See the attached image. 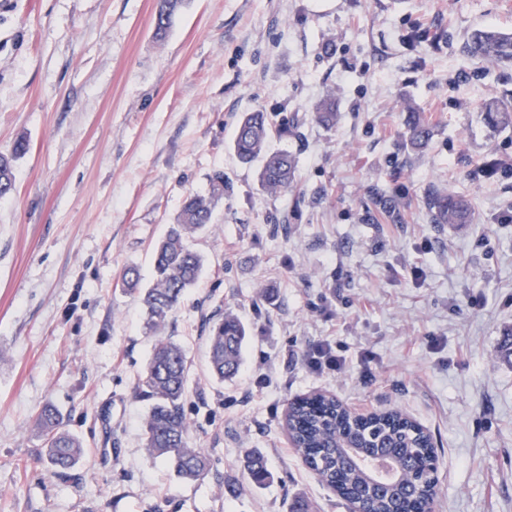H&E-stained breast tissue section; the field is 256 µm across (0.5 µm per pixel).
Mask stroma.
Wrapping results in <instances>:
<instances>
[{
    "label": "stroma",
    "mask_w": 512,
    "mask_h": 512,
    "mask_svg": "<svg viewBox=\"0 0 512 512\" xmlns=\"http://www.w3.org/2000/svg\"><path fill=\"white\" fill-rule=\"evenodd\" d=\"M158 4L0 0V154L28 143L0 198V512H289L297 497L349 512L284 430L289 401L317 391L431 432L434 512H512V366L496 357L512 330V127L483 119L512 97V68L460 51L473 29L512 32V7L183 0L160 42ZM327 96L330 127L314 117ZM409 104L433 131L420 151ZM255 110L281 129L271 148L297 157L277 196L232 150ZM217 168L234 190L190 241L205 270L165 330L188 357L190 439L214 462L184 483L144 446L153 339L121 279L135 266L150 280L156 242ZM432 189L469 200L473 223H433ZM218 310L249 331L224 382L207 363ZM328 336L346 364L310 372ZM48 404L84 446L63 476L42 460ZM250 451L271 473L260 488ZM244 471L250 483L255 487L265 485L270 478V472L263 457L256 454L247 455L244 461Z\"/></svg>",
    "instance_id": "stroma-1"
}]
</instances>
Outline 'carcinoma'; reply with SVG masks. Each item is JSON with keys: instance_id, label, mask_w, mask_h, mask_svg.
Wrapping results in <instances>:
<instances>
[{"instance_id": "obj_1", "label": "carcinoma", "mask_w": 512, "mask_h": 512, "mask_svg": "<svg viewBox=\"0 0 512 512\" xmlns=\"http://www.w3.org/2000/svg\"><path fill=\"white\" fill-rule=\"evenodd\" d=\"M182 0H160L154 20L155 37H166ZM462 52L471 60L491 63L497 67H512V33L482 28L468 33L462 42ZM405 126L412 147L427 145L432 132L420 113L407 108ZM485 120L498 128L512 125V98L486 104ZM316 119L329 126L336 121V106L332 98L316 106ZM272 125L265 113L247 112L240 119L233 148L238 159L251 163L262 158L258 181L263 191L277 195L288 191L295 179L296 158L287 152L269 149ZM23 141L15 144L9 154H0V198L15 190L14 163L25 154ZM206 195L188 194L181 205L176 224L156 245L154 251V282L149 288L139 287L137 268L124 272L123 282L128 291L138 295L146 309L145 334L155 337L145 376L139 385L140 395L151 401L146 420L145 447L155 457L166 459L175 474L184 482H195L209 474L212 463L202 448H193L188 441V423L183 404L189 377L188 360L183 346L163 335L169 316L179 306L187 291L198 282L204 260L188 244L198 231L213 220L216 202L231 193L233 183L222 170L209 176ZM426 205L436 224H470L474 219L469 202L453 193L433 192ZM247 330L232 313L212 316L208 336L209 370L224 381L239 371ZM38 420L45 437L46 461L51 471L63 475L82 455L81 441L70 434L63 418L51 405L44 406ZM347 416L339 404L322 396L309 395L286 410V427L293 448L319 481L338 489L347 496L359 492L374 471L367 462L375 456H387L398 471L399 485L376 490L365 500L367 512H432L434 504L424 498L410 477L403 473L408 461L423 456L432 447V437L421 431L414 439L415 447H395L394 436L413 430L407 419L396 412H387L360 425V436L368 433L382 436L380 447L362 448L358 459L344 464L345 455L339 448ZM244 471L255 487L265 485L270 472L263 457L247 455Z\"/></svg>"}]
</instances>
